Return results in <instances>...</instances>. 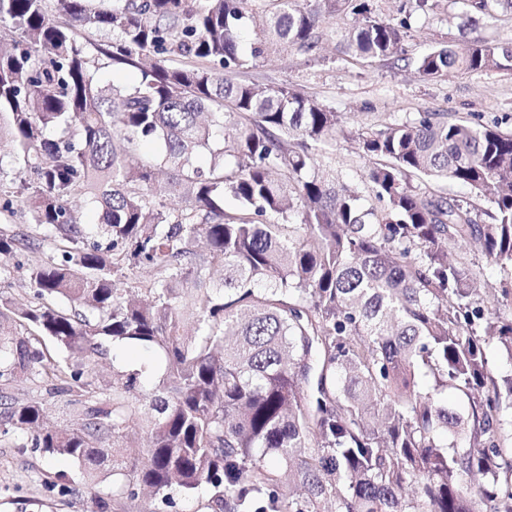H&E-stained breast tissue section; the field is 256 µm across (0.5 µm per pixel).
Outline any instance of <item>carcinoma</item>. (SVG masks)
Here are the masks:
<instances>
[{"instance_id": "1", "label": "carcinoma", "mask_w": 512, "mask_h": 512, "mask_svg": "<svg viewBox=\"0 0 512 512\" xmlns=\"http://www.w3.org/2000/svg\"><path fill=\"white\" fill-rule=\"evenodd\" d=\"M252 2L0 0L18 35L0 46V141L21 162L35 232L63 244L29 270L33 300L0 301V320L20 327L0 329V380L37 378L79 406L78 428L61 430L44 425L43 403L12 400L0 426L112 478L95 512L200 489L205 512H512V372L487 359L494 344L512 362V312L485 309L474 264L448 258L474 242L512 271V132L433 112L365 127L368 204L325 160L347 135L341 113L238 74L312 51L344 12L356 19L340 35L346 56H399L433 0H410L397 21L373 0ZM460 3L461 42L420 56V76L512 72L511 45L469 36L512 0ZM102 61L139 83L102 84ZM142 142L158 152L134 165ZM415 175L469 188L489 203L485 220ZM79 194L101 210L107 245L68 207ZM18 244L0 227V271ZM133 266L153 271L134 295L115 280ZM215 266L224 280L211 285L202 271ZM108 342L159 355L149 391L144 369L99 391Z\"/></svg>"}]
</instances>
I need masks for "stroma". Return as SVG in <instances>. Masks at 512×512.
<instances>
[{"instance_id":"stroma-1","label":"stroma","mask_w":512,"mask_h":512,"mask_svg":"<svg viewBox=\"0 0 512 512\" xmlns=\"http://www.w3.org/2000/svg\"><path fill=\"white\" fill-rule=\"evenodd\" d=\"M351 23L348 15L326 19L317 53L272 54L241 74L244 80L266 86L293 85L343 113L350 135L338 138L331 150L340 182L365 184L372 162L360 153L353 133L366 125L411 119L421 112H444L452 120L466 117L512 129V72L452 74L439 82L423 80L416 72L417 57L431 46L459 38L464 19L455 0H436L429 13L412 17L399 58L363 62L345 57L336 33ZM19 166L12 147L0 145V224L30 236L29 245L15 257L16 269L0 282V299L15 303L32 295L28 268L56 252L50 241L31 231L32 215L24 195L16 191ZM156 361L155 353L111 346L97 359V384L108 388L113 372ZM26 440L18 431L0 433V512H82L99 490V481L83 477L77 464L67 458L44 457Z\"/></svg>"}]
</instances>
